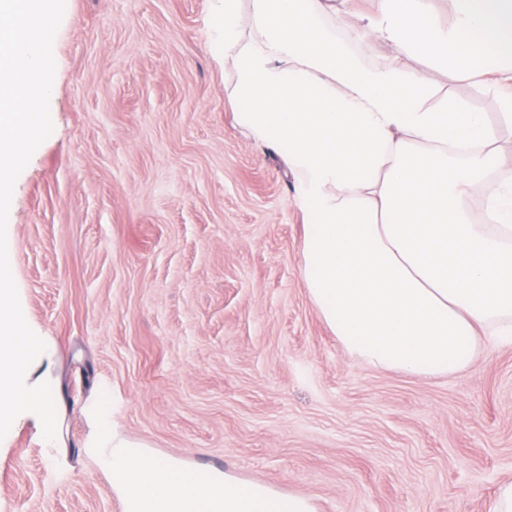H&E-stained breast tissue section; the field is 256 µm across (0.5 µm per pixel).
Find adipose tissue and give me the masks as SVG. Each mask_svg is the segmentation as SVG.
Segmentation results:
<instances>
[{
  "label": "adipose tissue",
  "mask_w": 512,
  "mask_h": 512,
  "mask_svg": "<svg viewBox=\"0 0 512 512\" xmlns=\"http://www.w3.org/2000/svg\"><path fill=\"white\" fill-rule=\"evenodd\" d=\"M357 23L331 0H210L212 40L246 103L242 127L287 147L294 200L308 220L302 274L337 341L360 362L407 375L455 373L497 342L512 346V183L481 113L400 64L418 56L491 89L512 74V0H373ZM41 0H0V200L10 187L27 116L49 93L32 80L47 58ZM380 39L371 62L338 32ZM357 38V39H358ZM0 257V443L31 424L63 443L60 396L46 391L54 351L15 304ZM94 417L86 453L112 478L126 512H314L302 496L226 473L197 485L176 459L144 452Z\"/></svg>",
  "instance_id": "adipose-tissue-1"
}]
</instances>
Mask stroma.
<instances>
[{"instance_id": "35a3bbf8", "label": "stroma", "mask_w": 512, "mask_h": 512, "mask_svg": "<svg viewBox=\"0 0 512 512\" xmlns=\"http://www.w3.org/2000/svg\"><path fill=\"white\" fill-rule=\"evenodd\" d=\"M44 133L0 202L12 286L56 346L62 448H0V512H124L86 456L93 407L150 452L315 512H490L512 479V346L452 376L354 360L301 274L281 152L235 120L209 0H51ZM499 127L498 97L414 56Z\"/></svg>"}]
</instances>
